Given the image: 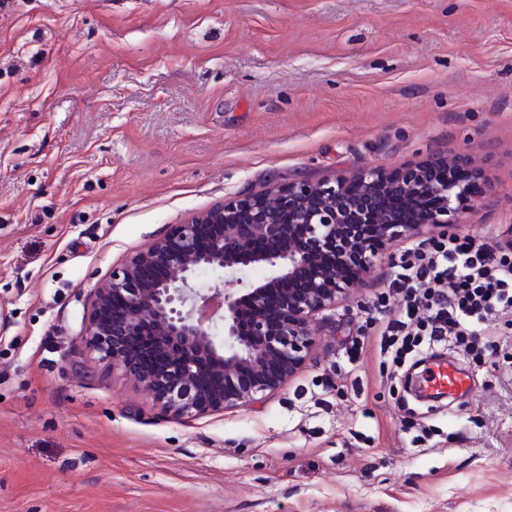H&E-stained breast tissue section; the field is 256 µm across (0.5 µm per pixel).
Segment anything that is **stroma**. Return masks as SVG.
I'll return each instance as SVG.
<instances>
[{
  "label": "stroma",
  "instance_id": "1",
  "mask_svg": "<svg viewBox=\"0 0 512 512\" xmlns=\"http://www.w3.org/2000/svg\"><path fill=\"white\" fill-rule=\"evenodd\" d=\"M435 156L494 184L455 233L512 230V0H0V512H512V315L417 399L367 320L400 246L253 407L162 415L80 347L190 214ZM467 388V378L456 365L440 361L428 368L423 378L426 395L448 394V397Z\"/></svg>",
  "mask_w": 512,
  "mask_h": 512
}]
</instances>
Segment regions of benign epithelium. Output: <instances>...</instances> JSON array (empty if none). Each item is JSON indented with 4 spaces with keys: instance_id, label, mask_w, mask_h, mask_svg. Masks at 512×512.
I'll list each match as a JSON object with an SVG mask.
<instances>
[{
    "instance_id": "obj_1",
    "label": "benign epithelium",
    "mask_w": 512,
    "mask_h": 512,
    "mask_svg": "<svg viewBox=\"0 0 512 512\" xmlns=\"http://www.w3.org/2000/svg\"><path fill=\"white\" fill-rule=\"evenodd\" d=\"M433 159L388 174L363 166L350 177L286 186L233 199L195 214L135 251L93 290L81 346L134 380L162 413L191 419L262 402L282 387L323 335L336 307L401 238L425 224L462 223L472 199ZM431 197L434 213L418 223L390 206L396 197ZM369 222L377 249L339 279L323 269V252L347 251L341 226ZM301 288H285L299 270ZM201 269L224 274L222 286L199 288ZM261 269L259 279L245 273ZM281 290V321L272 326L267 298Z\"/></svg>"
}]
</instances>
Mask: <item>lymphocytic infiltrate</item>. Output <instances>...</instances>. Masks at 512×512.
<instances>
[{
  "mask_svg": "<svg viewBox=\"0 0 512 512\" xmlns=\"http://www.w3.org/2000/svg\"><path fill=\"white\" fill-rule=\"evenodd\" d=\"M512 314V235L496 246L454 234L411 243L374 306L379 346L392 366L422 349L471 355L493 320Z\"/></svg>",
  "mask_w": 512,
  "mask_h": 512,
  "instance_id": "obj_1",
  "label": "lymphocytic infiltrate"
}]
</instances>
